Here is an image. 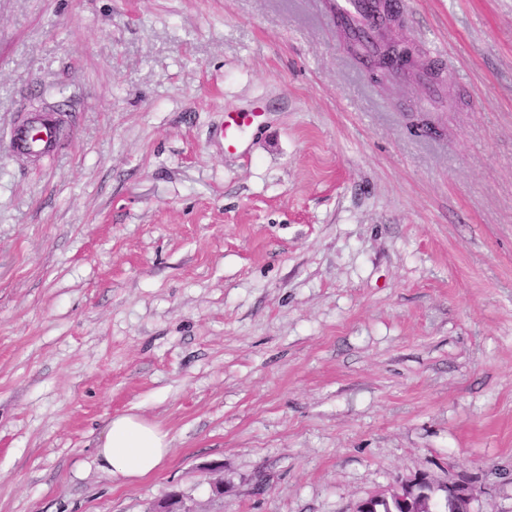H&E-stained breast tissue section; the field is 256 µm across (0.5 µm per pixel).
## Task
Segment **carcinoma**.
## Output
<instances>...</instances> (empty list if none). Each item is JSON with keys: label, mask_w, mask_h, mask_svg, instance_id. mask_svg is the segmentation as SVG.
I'll return each mask as SVG.
<instances>
[{"label": "carcinoma", "mask_w": 512, "mask_h": 512, "mask_svg": "<svg viewBox=\"0 0 512 512\" xmlns=\"http://www.w3.org/2000/svg\"><path fill=\"white\" fill-rule=\"evenodd\" d=\"M348 37L373 56L377 45L372 36L347 28ZM371 512H471V504L448 484H436L427 477L394 490L388 496L372 497Z\"/></svg>", "instance_id": "carcinoma-1"}]
</instances>
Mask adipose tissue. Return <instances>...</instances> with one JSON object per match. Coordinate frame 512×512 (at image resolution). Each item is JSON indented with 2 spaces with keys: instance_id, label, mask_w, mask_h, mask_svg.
<instances>
[{
  "instance_id": "1",
  "label": "adipose tissue",
  "mask_w": 512,
  "mask_h": 512,
  "mask_svg": "<svg viewBox=\"0 0 512 512\" xmlns=\"http://www.w3.org/2000/svg\"><path fill=\"white\" fill-rule=\"evenodd\" d=\"M170 451L168 434L158 424L125 412L109 419L96 457L100 468L113 478L140 480L158 473Z\"/></svg>"
}]
</instances>
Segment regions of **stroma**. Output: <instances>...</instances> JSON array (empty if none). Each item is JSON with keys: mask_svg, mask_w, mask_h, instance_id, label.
I'll list each match as a JSON object with an SVG mask.
<instances>
[{"mask_svg": "<svg viewBox=\"0 0 512 512\" xmlns=\"http://www.w3.org/2000/svg\"><path fill=\"white\" fill-rule=\"evenodd\" d=\"M400 13L443 84L371 82L329 0H0V512H356L422 474L512 512V0ZM49 104L63 150L7 155ZM128 411L172 452L122 483ZM168 433L133 412L109 419L96 448L102 470L113 478L140 480L158 473L170 454ZM191 499L190 496L184 492L172 491L165 497L160 499L152 512H194L190 506L187 505V500Z\"/></svg>", "mask_w": 512, "mask_h": 512, "instance_id": "35a3bbf8", "label": "stroma"}]
</instances>
